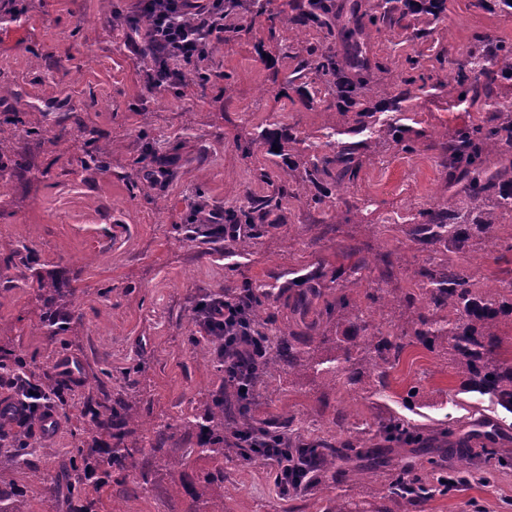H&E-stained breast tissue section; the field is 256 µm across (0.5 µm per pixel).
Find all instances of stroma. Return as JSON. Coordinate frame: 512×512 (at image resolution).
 Here are the masks:
<instances>
[{
    "label": "stroma",
    "mask_w": 512,
    "mask_h": 512,
    "mask_svg": "<svg viewBox=\"0 0 512 512\" xmlns=\"http://www.w3.org/2000/svg\"><path fill=\"white\" fill-rule=\"evenodd\" d=\"M136 0H32L26 24L0 20V83L14 90L30 112L69 115L100 132L112 158L105 173L85 170L75 159L84 145L72 135L59 144L30 143L31 168L10 195L0 197V345L55 370L69 383L65 402L56 404L52 432L32 430L34 441L65 461L84 440L76 413L87 401L108 393L139 401L143 418L170 423L168 456L180 460L182 476L196 480L208 459L184 458L197 437L185 415L224 382L194 304L201 295L238 294L243 283L284 288L311 270H348L347 246L367 247L370 281L392 292L411 287L412 272L442 259L409 234L419 210L448 195V174L430 139L479 121L481 106L456 105L443 84L478 40L512 44V12L475 0H446L427 36L414 28L372 34L373 54L388 70L379 84L394 81L407 57L420 61L426 86L412 103V115L427 136L412 154L397 152L382 130L399 118L387 101H371L379 128L362 150L363 167L354 184L332 190L321 207L305 199L283 206L274 224H257L234 240L210 239L205 231L181 232L194 207L224 211L243 204L242 185L252 195L268 192L269 173L301 180L310 156L354 142L352 113L326 109L310 91L319 78L297 73L287 45L317 43L343 53L342 37L316 32H286L270 38L255 11L237 10L232 22L249 35L222 45L206 63L214 78L206 86L186 83L179 96L156 92L152 71L140 54L119 38L111 5L135 11ZM26 54H18V46ZM41 53L32 61L30 49ZM96 98L84 111L80 102ZM292 129L299 141L271 158L260 132ZM166 171L151 188L140 190L139 163L150 154ZM496 243L474 241L457 254L476 288L492 290L512 280V216L497 225ZM39 252L45 271L60 286L76 291L71 312L75 342L63 344L38 329L36 292L7 257L21 244ZM399 264L386 270L381 258ZM391 389L378 396L365 387L349 391L308 376L289 381L281 372L261 379L251 406L255 419L289 417L299 435H334L338 412L342 428H358L393 413L415 421L440 423L468 412L498 419L509 438L499 448L512 458V413L478 406L476 396L459 391L444 355L415 344L389 371ZM416 397H408L411 386ZM164 483L143 485L130 470L122 491L112 497V512H187L189 499L171 497ZM376 485L359 475L336 482L323 478L312 491L291 501L275 489L265 465L241 464L234 450L224 453L226 512H317V502L337 495L373 501ZM425 512H512V467L491 486L471 484L449 496L432 498Z\"/></svg>",
    "instance_id": "stroma-1"
}]
</instances>
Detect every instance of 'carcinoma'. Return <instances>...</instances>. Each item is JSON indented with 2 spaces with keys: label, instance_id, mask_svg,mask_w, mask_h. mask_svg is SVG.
<instances>
[{
  "label": "carcinoma",
  "instance_id": "carcinoma-1",
  "mask_svg": "<svg viewBox=\"0 0 512 512\" xmlns=\"http://www.w3.org/2000/svg\"><path fill=\"white\" fill-rule=\"evenodd\" d=\"M232 7H256L258 14L268 16L270 37L277 34L278 22L284 20L298 30H313L334 35V0H298L291 12L283 10L269 12L262 0H225ZM444 0H404L399 15L394 8L380 0L370 14L361 18L351 14L342 27L349 46V54L339 55L307 44L295 54L298 59L296 72L315 71L320 78L316 93L331 96L336 103L327 108L342 112H354L351 133L361 135L374 130L369 98L380 92L396 111L406 110V103L414 91L422 89L423 80L415 74L419 60L406 58V71L389 85L381 89L373 85L368 77L372 69L367 37L372 30L392 29L409 14L437 17ZM229 9H224V40L215 39L207 47L212 50L221 42H229L244 32L242 26L229 19ZM490 53L479 44L471 51L466 62L460 64L448 80V96L458 101L484 100L488 116L478 124H467L457 128L448 140L439 144L440 157L448 174L458 178L461 190L448 183V197L429 208L418 212L411 235L420 244L430 247L445 246L450 256L432 266H421L414 270L415 287L400 293L385 288H367L364 298L369 305L364 307L353 296V289L360 286L362 272L370 269V262L359 257L350 267L349 277L334 279L336 286L325 283V275L311 271L301 279L302 287L291 295L292 324L274 328L275 345L268 348L261 361L256 377L272 376L286 368L288 373L299 377L311 372L322 376L331 384L352 388L361 382L364 373L372 376V393L382 395L390 389L388 370L378 369V363L394 367L399 363L406 348L413 342L443 353L448 367L459 381V390L464 393L487 396L491 401L512 413V358L500 357L501 337L499 326L512 315V297L497 290L479 291L472 287L470 277L458 265L453 255L462 252L475 237L493 240V225L503 214L512 215V171L499 169L491 164V157H504L512 150V111L500 110V102L493 94L498 77L512 78V70L495 72L489 66ZM180 80L205 85L212 79V72L200 60H183L179 70ZM66 130L62 122L48 112L38 113L32 119L27 112H13L0 120V141L5 133L18 140H59L54 131ZM81 132L88 136L85 149L77 162L84 169L98 172L109 171L111 162L100 134L87 127ZM393 143L407 154L416 151L415 139L425 137V131L415 132L400 126L392 128ZM267 154L280 156L282 139L290 143L297 137L277 132L264 133ZM361 142L342 144L321 156H314L305 168L303 183L316 186L330 180L340 188L352 183L363 166L359 150ZM22 161L18 154L0 147V197L8 195ZM302 190L288 191V182L282 181L268 194L249 200V207L224 214L229 224H273L275 213L292 197L299 199ZM14 253L24 255V266L28 275L24 279L38 291L44 313L40 318V329L47 336H65L71 330L72 315L68 307L75 297L76 289L61 288L38 268V251L23 245ZM274 292L270 288H254L244 284L239 298L245 301V318L251 331L264 340H270L262 325L261 312L265 302ZM396 307L408 311V320L400 325L393 315H388L385 325L364 339L360 351H354L351 340L361 331L367 330L368 319L374 312H385ZM336 316V323L347 327L350 335L338 336L328 341L321 336L323 317ZM38 377L43 393L59 401H65L67 390L55 375L44 371L38 375L32 370L28 358L14 349L0 347V378ZM139 415L131 412L128 400L105 396L99 401L87 403L79 412L78 419L83 432L88 434L79 448L68 458L64 480L52 479L48 488L50 497L58 499L65 494L75 506L73 512H100L104 487L114 483L121 485L125 474L133 467L141 466L143 483L153 480V470L145 460V448L132 439L135 429L131 421ZM187 423L197 429V447L186 449L185 456L206 457L214 463V469L206 473L198 484L172 482V491L184 492L191 500L189 512H224V424L233 431H244L247 435H259L272 440L285 436V430L293 421L255 420L250 407L235 403V395L222 390L210 394L203 406ZM169 423L153 425L154 438L150 443V454L154 460L166 454ZM430 429L427 424L415 423L403 416L392 414L375 424L371 435L358 433L336 442L323 439L296 443L288 442V455L307 463L308 477L301 489L290 497H297L316 486L322 476L339 477L351 469L368 478H376L391 466L392 453L396 448H408L426 459L427 473L421 469L402 470L382 485L378 501L364 504L346 499L329 502L320 512H422L425 504L436 495H450L460 487L477 482L489 485L495 481L502 469L512 465L504 457H497L487 444L496 440L498 424L481 421L465 429L461 421L443 424L440 433L446 438L447 453L456 461L453 475L444 474L431 450L432 441L426 437ZM11 436L16 450L11 456V466L26 468L33 474L41 472L39 462L52 456L51 449H39L32 442V435L23 423H0V433ZM0 512H28L10 470L0 466Z\"/></svg>",
  "mask_w": 512,
  "mask_h": 512
}]
</instances>
